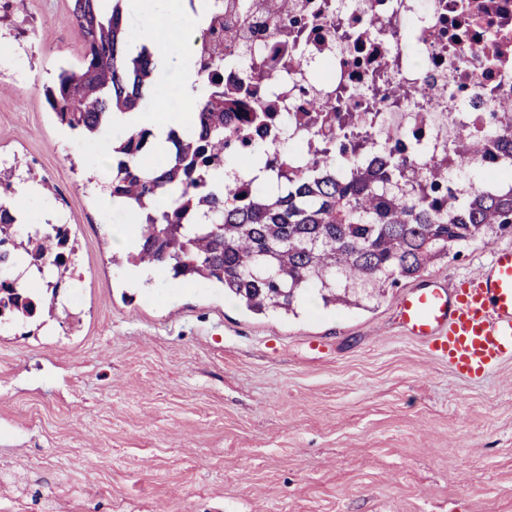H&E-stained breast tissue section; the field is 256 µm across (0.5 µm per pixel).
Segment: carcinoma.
<instances>
[{
    "mask_svg": "<svg viewBox=\"0 0 512 512\" xmlns=\"http://www.w3.org/2000/svg\"><path fill=\"white\" fill-rule=\"evenodd\" d=\"M123 0H71L84 55L80 63L60 68L45 99L60 124L78 131L85 142L98 138L114 112L138 109L143 89L156 76L151 55L128 54L129 25ZM204 67L224 62L220 43H202ZM151 132L126 136L115 148L112 195L133 201L141 212L134 225L139 246L126 254L135 264L171 269L183 283L209 282L224 289L255 314L269 311L299 316L309 296L317 294L324 307L358 306L387 285L415 280L435 262L458 256L471 243L512 234V188L485 192L475 183L476 171L464 166L471 195L459 200L453 192L439 193L435 165L422 167L423 185L409 200L371 183L354 158L340 149L322 161L342 169L343 179L313 188L306 169L319 163L307 158L303 168L276 170L284 191L262 187L254 198L231 184L214 190L210 176L224 171L231 140L224 137V91L205 97L192 129L172 131V150L157 158L144 173L139 158ZM0 246L10 249L0 258L15 264L23 254L28 265L42 271L58 246L48 229L22 235L20 224L4 205L14 192L10 180L0 181ZM179 197L166 208L154 201L170 189ZM67 257L53 263L54 280L34 288L0 291V317L20 321L53 316L57 280L74 277L79 249L69 233Z\"/></svg>",
    "mask_w": 512,
    "mask_h": 512,
    "instance_id": "obj_1",
    "label": "carcinoma"
}]
</instances>
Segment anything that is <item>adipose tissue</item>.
Wrapping results in <instances>:
<instances>
[{
    "instance_id": "obj_1",
    "label": "adipose tissue",
    "mask_w": 512,
    "mask_h": 512,
    "mask_svg": "<svg viewBox=\"0 0 512 512\" xmlns=\"http://www.w3.org/2000/svg\"><path fill=\"white\" fill-rule=\"evenodd\" d=\"M129 9L137 18L130 29L128 49L148 48L158 80L175 77L182 106L175 113L142 108L117 117L110 133L86 144L87 156H105L115 141L129 133L148 128L155 134L156 146H163L169 127L191 128L203 97V80L195 64L194 45L211 10L210 0H129ZM86 184L97 195L104 217L121 215L123 223L137 221L134 202L114 197L102 167L88 165Z\"/></svg>"
}]
</instances>
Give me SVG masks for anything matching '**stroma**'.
<instances>
[{"mask_svg":"<svg viewBox=\"0 0 512 512\" xmlns=\"http://www.w3.org/2000/svg\"><path fill=\"white\" fill-rule=\"evenodd\" d=\"M70 0L0 7V172L44 179L33 214L73 225L70 319L0 328V470L16 497L65 473L109 487L83 512H512V359L457 374L397 318L408 282L365 308L254 314L207 282L153 293L112 262L120 229L82 188L81 135L44 90L83 54ZM474 242L429 276L487 265Z\"/></svg>","mask_w":512,"mask_h":512,"instance_id":"35a3bbf8","label":"stroma"}]
</instances>
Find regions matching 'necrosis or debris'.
<instances>
[{
  "label": "necrosis or debris",
  "mask_w": 512,
  "mask_h": 512,
  "mask_svg": "<svg viewBox=\"0 0 512 512\" xmlns=\"http://www.w3.org/2000/svg\"><path fill=\"white\" fill-rule=\"evenodd\" d=\"M224 45V130L240 154L290 142L302 162L347 147L374 182L409 196L419 171L457 173L474 142L482 188L512 157V0H213L206 34ZM320 108H313V101Z\"/></svg>",
  "instance_id": "necrosis-or-debris-1"
}]
</instances>
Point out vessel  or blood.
<instances>
[{
	"mask_svg": "<svg viewBox=\"0 0 512 512\" xmlns=\"http://www.w3.org/2000/svg\"><path fill=\"white\" fill-rule=\"evenodd\" d=\"M410 335L426 341L456 372L480 377L512 359V245L454 287L423 280L399 303Z\"/></svg>",
	"mask_w": 512,
	"mask_h": 512,
	"instance_id": "b4317fda",
	"label": "vessel or blood"
}]
</instances>
